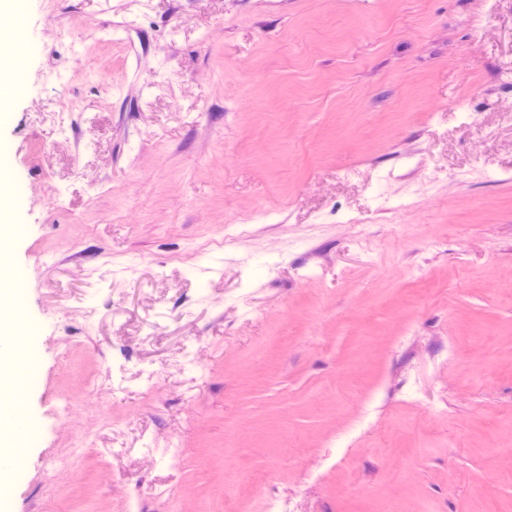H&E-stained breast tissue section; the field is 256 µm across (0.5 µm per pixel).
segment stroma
<instances>
[{
	"mask_svg": "<svg viewBox=\"0 0 512 512\" xmlns=\"http://www.w3.org/2000/svg\"><path fill=\"white\" fill-rule=\"evenodd\" d=\"M16 11L0 512H512V0ZM36 332L34 335L30 332L27 336H5L1 337L0 340V353L1 355H15L21 354L27 345H30L31 348L35 349L38 345L39 336H36Z\"/></svg>",
	"mask_w": 512,
	"mask_h": 512,
	"instance_id": "1",
	"label": "stroma"
}]
</instances>
